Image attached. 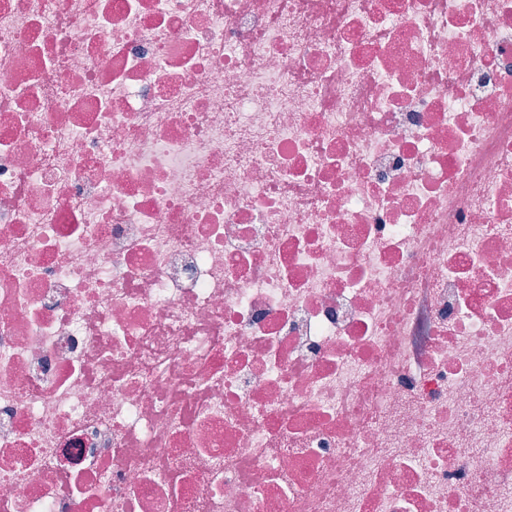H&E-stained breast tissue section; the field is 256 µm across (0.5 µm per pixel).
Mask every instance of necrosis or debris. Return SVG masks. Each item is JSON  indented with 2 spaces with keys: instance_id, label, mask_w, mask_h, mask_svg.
Instances as JSON below:
<instances>
[{
  "instance_id": "necrosis-or-debris-1",
  "label": "necrosis or debris",
  "mask_w": 512,
  "mask_h": 512,
  "mask_svg": "<svg viewBox=\"0 0 512 512\" xmlns=\"http://www.w3.org/2000/svg\"><path fill=\"white\" fill-rule=\"evenodd\" d=\"M0 512H512V0H0Z\"/></svg>"
}]
</instances>
